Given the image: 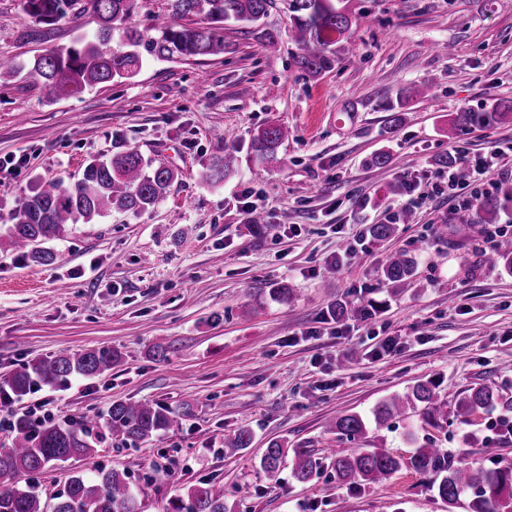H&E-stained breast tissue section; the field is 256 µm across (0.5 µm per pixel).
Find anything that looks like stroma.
Segmentation results:
<instances>
[{
  "label": "stroma",
  "mask_w": 512,
  "mask_h": 512,
  "mask_svg": "<svg viewBox=\"0 0 512 512\" xmlns=\"http://www.w3.org/2000/svg\"><path fill=\"white\" fill-rule=\"evenodd\" d=\"M358 54L336 51L318 76L293 64L282 2L262 20L266 48L249 25H224L217 56L148 59L132 79L57 97L22 76L0 78V380L21 364L63 351L111 347L122 362L95 378L40 387L12 403L13 416L46 402L52 419L79 420L112 401L150 400L179 418L137 445L102 440L95 462L50 463L36 475L44 496L92 465L126 470L146 512L200 481L224 486L233 512H468L448 509L432 475L405 468L351 489L323 473L307 484L284 463L260 467L269 441L315 452L337 445L329 422L370 414L383 398L433 381L450 418L436 437L454 464H512V427L500 412L462 424L452 413L468 389L490 380L512 397V271L492 262L512 240V216L495 235L459 228L439 157L471 159L502 148L496 189L512 187V118L452 138L463 108L512 100V0H352ZM90 14L47 26L24 0H0V59L28 64L55 46L90 37ZM426 98L407 100L413 86ZM288 129L272 164L251 136ZM138 147L176 169L166 197L139 214L112 212L70 225L42 265L17 256L7 229L21 198L42 179L71 184L94 157ZM236 149L235 169L216 185L205 165ZM388 152L385 168L371 164ZM265 215L262 233L248 210ZM373 224L393 236L371 237ZM353 252L324 268L344 245ZM417 252L410 288L385 282L387 254ZM287 286L286 297L269 289ZM348 303L365 318L336 319ZM396 347H379L387 340ZM164 357H157V350ZM355 363H348L349 355ZM254 434L235 455L224 443ZM418 418L369 425L362 448L410 457L424 437Z\"/></svg>",
  "instance_id": "obj_1"
}]
</instances>
